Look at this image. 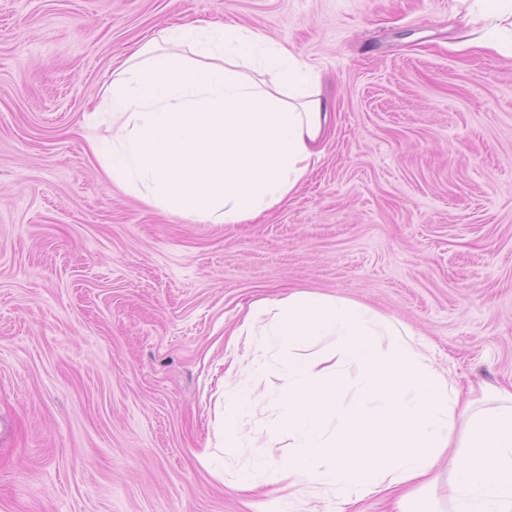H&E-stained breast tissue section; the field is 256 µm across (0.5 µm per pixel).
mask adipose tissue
Wrapping results in <instances>:
<instances>
[{
  "label": "adipose tissue",
  "mask_w": 512,
  "mask_h": 512,
  "mask_svg": "<svg viewBox=\"0 0 512 512\" xmlns=\"http://www.w3.org/2000/svg\"><path fill=\"white\" fill-rule=\"evenodd\" d=\"M469 43L512 55V0H461ZM113 134L93 143L126 191L208 224H246L309 175L329 132L322 78L301 57L231 25L161 30L112 73L100 106ZM227 377L284 386L256 444L264 483L290 497L397 495L399 512H438L425 491L455 448L447 512H512V392L461 399L401 322L356 303L290 295L251 305ZM357 390L344 399L349 371ZM252 390L224 394V454L243 437ZM290 452L281 455L278 445Z\"/></svg>",
  "instance_id": "obj_1"
}]
</instances>
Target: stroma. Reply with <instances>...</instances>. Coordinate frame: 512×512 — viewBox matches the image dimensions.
<instances>
[{"instance_id":"1","label":"stroma","mask_w":512,"mask_h":512,"mask_svg":"<svg viewBox=\"0 0 512 512\" xmlns=\"http://www.w3.org/2000/svg\"><path fill=\"white\" fill-rule=\"evenodd\" d=\"M456 0H0V512H307L234 488L224 371L244 310L293 292L404 322L462 392L512 389V57ZM224 22L288 46L335 115L250 224L106 180L93 109L140 42Z\"/></svg>"}]
</instances>
